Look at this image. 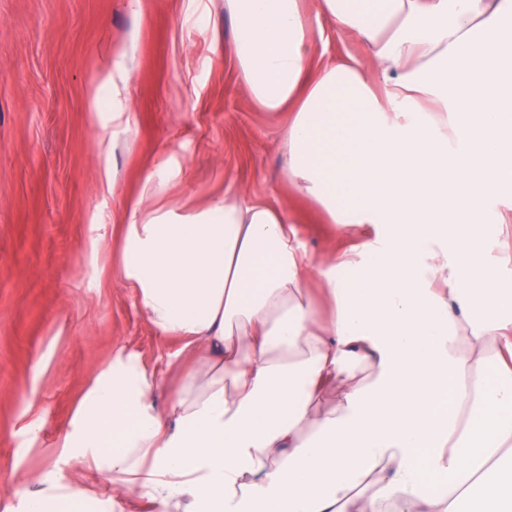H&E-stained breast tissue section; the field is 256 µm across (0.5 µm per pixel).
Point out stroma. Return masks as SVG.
I'll return each mask as SVG.
<instances>
[{
  "mask_svg": "<svg viewBox=\"0 0 512 512\" xmlns=\"http://www.w3.org/2000/svg\"><path fill=\"white\" fill-rule=\"evenodd\" d=\"M300 7L312 69L362 57L319 0ZM233 28L224 0H0V512L30 477L83 479L64 440L114 351L158 373L162 414L195 365L114 270L126 206L150 171H180L156 188L165 205L197 207L232 187L288 207L314 261L355 243L284 179L280 132L293 113L253 100ZM116 112L130 113L133 134Z\"/></svg>",
  "mask_w": 512,
  "mask_h": 512,
  "instance_id": "obj_1",
  "label": "stroma"
}]
</instances>
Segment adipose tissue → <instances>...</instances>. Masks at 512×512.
Wrapping results in <instances>:
<instances>
[{
	"label": "adipose tissue",
	"instance_id": "ef3b65f1",
	"mask_svg": "<svg viewBox=\"0 0 512 512\" xmlns=\"http://www.w3.org/2000/svg\"><path fill=\"white\" fill-rule=\"evenodd\" d=\"M320 6L363 62L308 76L299 0H224L232 54L259 104L295 107L289 183L373 236L316 264L287 207L231 189L178 211L153 201L176 170L147 174L118 276L197 366L163 416L155 373L116 351L64 443L104 487L34 478L24 512H512V271L490 258L512 189V0Z\"/></svg>",
	"mask_w": 512,
	"mask_h": 512
}]
</instances>
